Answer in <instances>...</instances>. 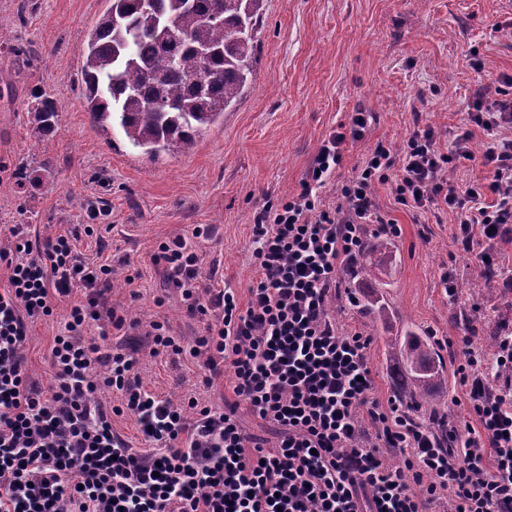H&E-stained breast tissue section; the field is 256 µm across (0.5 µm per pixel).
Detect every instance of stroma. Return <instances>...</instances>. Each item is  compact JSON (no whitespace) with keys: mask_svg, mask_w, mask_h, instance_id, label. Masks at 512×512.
Segmentation results:
<instances>
[{"mask_svg":"<svg viewBox=\"0 0 512 512\" xmlns=\"http://www.w3.org/2000/svg\"><path fill=\"white\" fill-rule=\"evenodd\" d=\"M108 0H0V48L33 50L29 65L14 70L0 51V70L15 78L0 94V227L28 225L43 239L79 229L78 252L87 262H112L110 298L137 330L111 331L103 349L139 353L143 385L159 397L223 405L232 377L205 385L196 359L150 353L147 332L162 321L177 342L199 336L203 322L190 317L179 292L153 255L159 243L188 240L211 287L235 289L247 301L255 280L251 260L254 212L266 200L299 191L300 182L330 132L362 107L376 115L367 137L348 144L326 196L354 175L377 142L399 146L414 127H430L441 145L470 130L482 152L483 131L468 121L480 87L512 76V0H265L258 53L247 90L224 120L202 133L188 152L149 156L118 130L94 124L84 107L80 48ZM483 71H475L473 59ZM32 90L64 100L53 132L38 130L27 110ZM97 201L103 213L67 205V196ZM381 211L401 228L395 236L392 275L378 294L388 311L373 326L359 307L338 317L372 336L370 363L380 398L394 393V345L416 332L444 340L447 379L433 392L449 419H465L458 365L459 341L469 329L453 317L444 274L471 282L476 264L456 250L454 214L443 206L415 209L396 202L390 185L374 187ZM207 227L194 237L197 226ZM92 235H84L85 227ZM485 314L512 326V277L464 296ZM71 304H56L51 317L31 325L24 356L30 381L47 389L48 355L69 320Z\"/></svg>","mask_w":512,"mask_h":512,"instance_id":"1","label":"stroma"}]
</instances>
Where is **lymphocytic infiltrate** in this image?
I'll return each mask as SVG.
<instances>
[{"mask_svg": "<svg viewBox=\"0 0 512 512\" xmlns=\"http://www.w3.org/2000/svg\"><path fill=\"white\" fill-rule=\"evenodd\" d=\"M507 84L495 80L472 102L471 120L488 135L482 154L470 132L444 148L431 128H417L400 148L377 143L329 203L323 191L347 142L371 125L356 109L346 130L323 140L299 192L255 212L247 302L206 284L183 238L159 244L155 261L205 326L184 345L153 322L151 353L190 356L211 377L231 371L235 399L221 408L154 395L135 355L86 338V326L122 331L130 322L108 297L111 264L88 263L77 232L35 242L27 225H10V247L0 249L9 270L0 289V512H432L442 500L448 512H512V335L490 357L463 338L458 373L471 419L448 422L442 448L398 400L373 397L371 339L331 310L341 269L362 247L361 226L399 231L374 199L378 183L391 184L401 205L454 212L456 244L476 264H494L496 244L512 240ZM474 159L485 182L450 185L449 172ZM67 299L70 319L53 339L44 391L29 383L23 349L31 324ZM104 388L120 395L145 448L113 432L97 404ZM246 413L272 438L251 433ZM395 454L402 464L391 463Z\"/></svg>", "mask_w": 512, "mask_h": 512, "instance_id": "obj_1", "label": "lymphocytic infiltrate"}]
</instances>
